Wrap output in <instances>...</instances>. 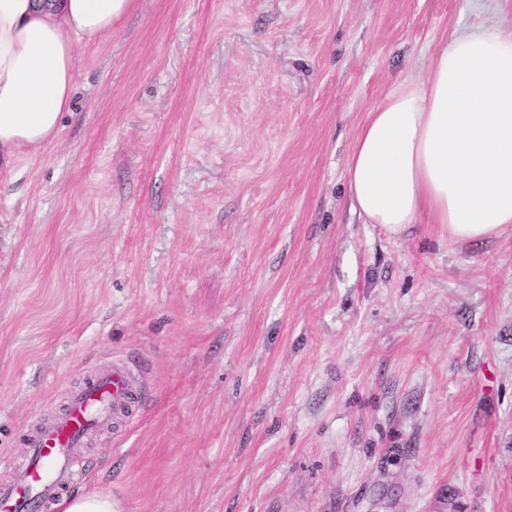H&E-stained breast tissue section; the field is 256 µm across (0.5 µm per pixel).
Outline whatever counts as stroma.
I'll return each instance as SVG.
<instances>
[{"label": "stroma", "instance_id": "stroma-1", "mask_svg": "<svg viewBox=\"0 0 512 512\" xmlns=\"http://www.w3.org/2000/svg\"><path fill=\"white\" fill-rule=\"evenodd\" d=\"M512 0H134L56 141L0 169V481L112 365L79 449L122 512H512V230L350 207L367 112Z\"/></svg>", "mask_w": 512, "mask_h": 512}]
</instances>
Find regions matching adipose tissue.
I'll use <instances>...</instances> for the list:
<instances>
[{"mask_svg":"<svg viewBox=\"0 0 512 512\" xmlns=\"http://www.w3.org/2000/svg\"><path fill=\"white\" fill-rule=\"evenodd\" d=\"M133 0H0V166L42 149L72 106L75 45L110 34ZM352 210L399 233L457 241L512 230V26L456 30L424 79L368 112L346 158Z\"/></svg>","mask_w":512,"mask_h":512,"instance_id":"1","label":"adipose tissue"}]
</instances>
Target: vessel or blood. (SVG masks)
<instances>
[{
	"label": "vessel or blood",
	"instance_id": "obj_1",
	"mask_svg": "<svg viewBox=\"0 0 512 512\" xmlns=\"http://www.w3.org/2000/svg\"><path fill=\"white\" fill-rule=\"evenodd\" d=\"M139 398L121 365L77 390L67 412L28 435L27 480L21 485L0 483V512H44L63 487L82 483L86 465L75 447Z\"/></svg>",
	"mask_w": 512,
	"mask_h": 512
}]
</instances>
